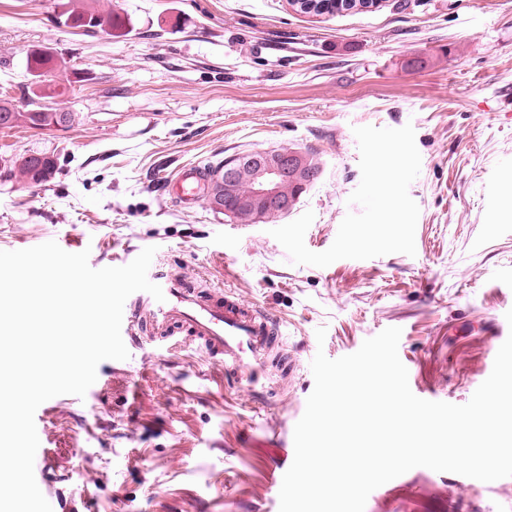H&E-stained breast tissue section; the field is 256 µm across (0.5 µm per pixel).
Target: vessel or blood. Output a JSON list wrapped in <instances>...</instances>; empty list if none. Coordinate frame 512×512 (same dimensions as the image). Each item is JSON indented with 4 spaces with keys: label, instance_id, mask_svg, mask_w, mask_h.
I'll list each match as a JSON object with an SVG mask.
<instances>
[{
    "label": "vessel or blood",
    "instance_id": "1",
    "mask_svg": "<svg viewBox=\"0 0 512 512\" xmlns=\"http://www.w3.org/2000/svg\"><path fill=\"white\" fill-rule=\"evenodd\" d=\"M206 182L204 168L193 165L165 181L171 199L180 206L193 204ZM165 299L139 294L123 311L121 334L131 346L153 344L170 348L197 344L240 390L265 402L281 396L272 366L284 343L281 321L259 306L245 303L232 290L202 294L182 277L149 271Z\"/></svg>",
    "mask_w": 512,
    "mask_h": 512
}]
</instances>
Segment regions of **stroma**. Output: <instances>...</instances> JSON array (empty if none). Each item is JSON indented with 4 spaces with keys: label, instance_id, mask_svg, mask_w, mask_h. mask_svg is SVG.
Here are the masks:
<instances>
[{
    "label": "stroma",
    "instance_id": "35a3bbf8",
    "mask_svg": "<svg viewBox=\"0 0 512 512\" xmlns=\"http://www.w3.org/2000/svg\"><path fill=\"white\" fill-rule=\"evenodd\" d=\"M77 0H0V95L26 107V55L52 48L77 71L50 106L67 128H0V159L40 153L58 172L0 178V250L53 240L92 268L152 264L229 288L281 319L296 363L276 406L224 382L196 346L106 360L107 387L36 411L38 456L71 512H279L272 470L314 388L311 361L356 352L389 327L419 398L467 403L491 373L489 335L512 309V0H382L301 14L288 0H95L124 29L76 31ZM412 124L421 155L415 256L290 264L266 224H234L207 198L178 207L159 181L186 165L290 148L324 174L283 223L313 211L307 248L328 249L361 180L354 128ZM326 328L317 341L318 328ZM365 512H512V477L490 483L417 467Z\"/></svg>",
    "mask_w": 512,
    "mask_h": 512
}]
</instances>
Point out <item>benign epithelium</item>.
I'll list each match as a JSON object with an SVG mask.
<instances>
[{
  "label": "benign epithelium",
  "instance_id": "1",
  "mask_svg": "<svg viewBox=\"0 0 512 512\" xmlns=\"http://www.w3.org/2000/svg\"><path fill=\"white\" fill-rule=\"evenodd\" d=\"M315 177L311 156L301 151L248 152L224 161L222 170L209 180L207 195L210 206L231 222L247 217L253 224L266 223L291 212Z\"/></svg>",
  "mask_w": 512,
  "mask_h": 512
}]
</instances>
